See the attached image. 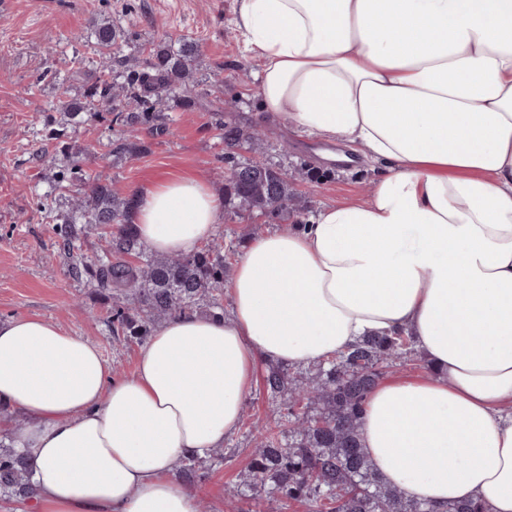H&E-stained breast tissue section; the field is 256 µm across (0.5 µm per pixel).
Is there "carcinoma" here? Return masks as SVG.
Instances as JSON below:
<instances>
[{
	"mask_svg": "<svg viewBox=\"0 0 512 512\" xmlns=\"http://www.w3.org/2000/svg\"><path fill=\"white\" fill-rule=\"evenodd\" d=\"M98 54L112 58V46L126 42L130 33L110 20L93 29ZM195 42L152 44L143 60L121 59L101 75L81 100L68 106L76 117L91 112L118 127L110 152L133 154L138 136L173 134L164 111L167 100L177 98L185 111L196 104ZM224 142V207L235 217L267 219L287 213L295 201L294 175L266 162L246 158L240 149L262 145L258 130L232 121L220 122ZM84 153L70 156L59 181L85 185L83 194L58 219V243L76 276L112 296L107 321L115 336L137 338L150 326L195 312L206 305L224 310V234L218 233L198 251L166 256L147 250L130 221L136 195L121 194L107 183L88 182ZM109 226L107 248L94 259L80 253L85 225ZM411 337L369 336L334 359L313 366L294 380L279 368L263 377L266 393L288 403L284 425L255 426L257 448L249 468L252 484L269 501L286 506L306 505L311 512H436L405 497L376 475L361 443V420L367 396L385 368L405 360L412 352ZM208 459L186 457L180 472L195 477ZM0 496L30 499L25 460L0 442Z\"/></svg>",
	"mask_w": 512,
	"mask_h": 512,
	"instance_id": "cac0c4a2",
	"label": "carcinoma"
}]
</instances>
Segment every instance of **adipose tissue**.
Wrapping results in <instances>:
<instances>
[{
  "label": "adipose tissue",
  "instance_id": "ef3b65f1",
  "mask_svg": "<svg viewBox=\"0 0 512 512\" xmlns=\"http://www.w3.org/2000/svg\"><path fill=\"white\" fill-rule=\"evenodd\" d=\"M262 111L381 162L369 200L251 241L232 312L163 322L134 373L38 317L0 322V435L37 512H198L175 477L238 429L257 359L305 365L402 332L439 374L370 392L362 444L407 497L512 512V0H234ZM159 254L209 239L192 176L136 191Z\"/></svg>",
  "mask_w": 512,
  "mask_h": 512
}]
</instances>
